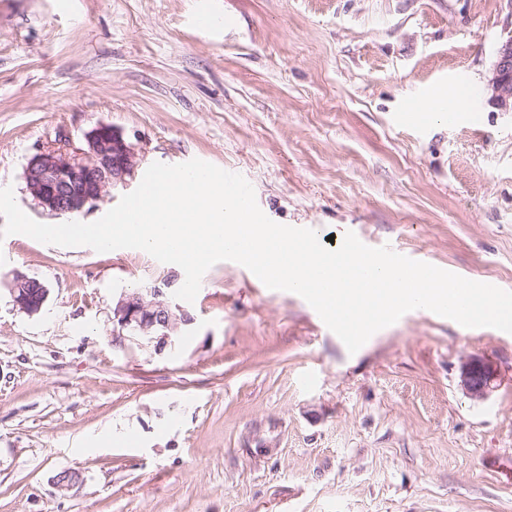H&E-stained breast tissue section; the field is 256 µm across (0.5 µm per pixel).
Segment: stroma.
<instances>
[{"label": "stroma", "instance_id": "35a3bbf8", "mask_svg": "<svg viewBox=\"0 0 512 512\" xmlns=\"http://www.w3.org/2000/svg\"><path fill=\"white\" fill-rule=\"evenodd\" d=\"M202 7L233 21L197 29ZM510 34L512 0H0V188L51 223L29 158L108 124L140 169L77 221L198 158L274 222L512 291V112L487 88ZM458 76L476 124L397 125ZM14 270L48 287L41 314L14 307ZM184 279L139 249L0 239V512H512L493 466L512 456V334L416 309L352 354L301 296L222 261L174 345L115 342L122 293ZM472 357L501 378L480 401ZM498 373L493 365L481 358L463 362L460 382L464 391L474 400H483L496 388Z\"/></svg>", "mask_w": 512, "mask_h": 512}]
</instances>
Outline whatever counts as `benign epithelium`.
I'll use <instances>...</instances> for the list:
<instances>
[{
    "mask_svg": "<svg viewBox=\"0 0 512 512\" xmlns=\"http://www.w3.org/2000/svg\"><path fill=\"white\" fill-rule=\"evenodd\" d=\"M491 100L504 112H512V36L496 51L488 79ZM141 162L136 145L110 125L101 124L84 135L81 147L65 144L34 154L26 166L27 191L37 207L50 215H73L91 208L110 186L125 185ZM10 293L16 308L29 316L39 314L48 299V288L38 279L12 272ZM163 289L125 293L112 309L117 335L129 332L155 343L159 350L174 342L179 325L191 318L176 314L162 300ZM498 373L481 358L463 362L460 382L474 400H483L496 388Z\"/></svg>",
    "mask_w": 512,
    "mask_h": 512,
    "instance_id": "benign-epithelium-1",
    "label": "benign epithelium"
}]
</instances>
